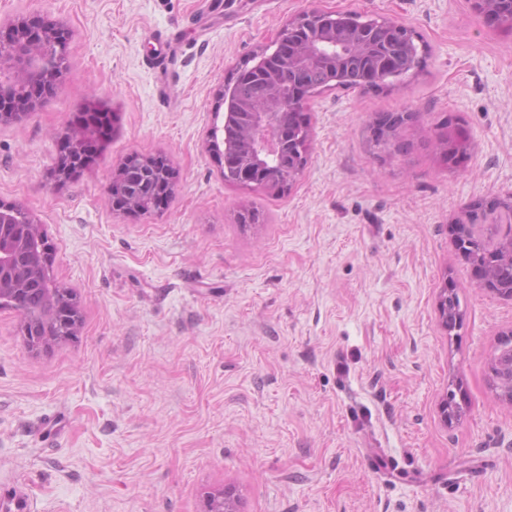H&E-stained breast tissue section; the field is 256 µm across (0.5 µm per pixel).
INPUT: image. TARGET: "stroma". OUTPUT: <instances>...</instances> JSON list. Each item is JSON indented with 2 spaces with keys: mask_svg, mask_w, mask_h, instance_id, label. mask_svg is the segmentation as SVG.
<instances>
[{
  "mask_svg": "<svg viewBox=\"0 0 512 512\" xmlns=\"http://www.w3.org/2000/svg\"><path fill=\"white\" fill-rule=\"evenodd\" d=\"M209 2L0 0L1 28L69 34L52 95L0 124V203L42 225L81 316L76 338L32 350L0 309V512H205L228 487L237 512H512V402L490 370L512 301L473 281L450 231L512 196V29L471 0ZM312 6L399 20L421 64L314 97L289 191L227 183L206 141L224 87ZM92 108L108 133L58 177ZM396 112L414 115L401 152L376 143ZM450 124L470 138L452 164ZM133 154L173 174L145 215L109 200Z\"/></svg>",
  "mask_w": 512,
  "mask_h": 512,
  "instance_id": "35a3bbf8",
  "label": "stroma"
}]
</instances>
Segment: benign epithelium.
Returning a JSON list of instances; mask_svg holds the SVG:
<instances>
[{"label": "benign epithelium", "mask_w": 512, "mask_h": 512, "mask_svg": "<svg viewBox=\"0 0 512 512\" xmlns=\"http://www.w3.org/2000/svg\"><path fill=\"white\" fill-rule=\"evenodd\" d=\"M475 9L490 22L512 16V0H473ZM412 30L385 16L362 18L354 13L328 11L313 7L288 20L275 40L259 47L238 67L242 79L266 85L263 96L241 100L233 88L224 91L226 112L247 115V182L277 191L289 189L303 172L306 151L298 148L302 140H311V130L301 118L311 98L319 93L309 77L315 69L331 72L327 88H343L345 74L358 66L365 87H390L404 80L419 67V51H410L409 69L391 67V50L397 44L413 42ZM68 51V41L52 24H14L0 39V123L17 121L34 111L52 92L65 69L58 67V54ZM465 136L448 126L441 134L446 155L456 160V146ZM143 181L173 189L167 172L140 157ZM496 225L508 232L507 262L512 266V199L475 203L453 226L457 240L484 236V230ZM52 247L42 225L12 207H0V307L17 313L23 324L32 323L40 333L26 338L30 349L51 344L77 334L80 316L76 303L65 298L46 316L28 313L23 291L15 287L16 277L28 276V282L55 291L48 275ZM475 281L488 291L512 300V277H502L488 264L476 261L472 267ZM493 375L502 395L512 401V344L494 355Z\"/></svg>", "instance_id": "1"}]
</instances>
